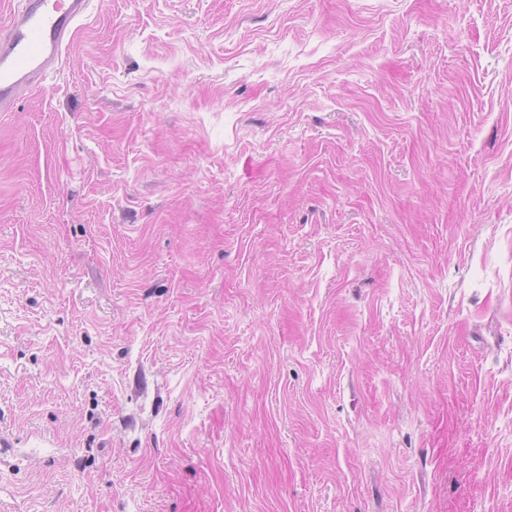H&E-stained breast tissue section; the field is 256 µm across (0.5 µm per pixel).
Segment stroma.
Segmentation results:
<instances>
[{
  "label": "stroma",
  "mask_w": 512,
  "mask_h": 512,
  "mask_svg": "<svg viewBox=\"0 0 512 512\" xmlns=\"http://www.w3.org/2000/svg\"><path fill=\"white\" fill-rule=\"evenodd\" d=\"M0 512H512V0H93L0 112Z\"/></svg>",
  "instance_id": "1"
}]
</instances>
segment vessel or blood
Wrapping results in <instances>:
<instances>
[{"instance_id": "vessel-or-blood-1", "label": "vessel or blood", "mask_w": 512, "mask_h": 512, "mask_svg": "<svg viewBox=\"0 0 512 512\" xmlns=\"http://www.w3.org/2000/svg\"><path fill=\"white\" fill-rule=\"evenodd\" d=\"M91 0H16L0 26V112L13 111L23 90L42 86L62 62Z\"/></svg>"}]
</instances>
